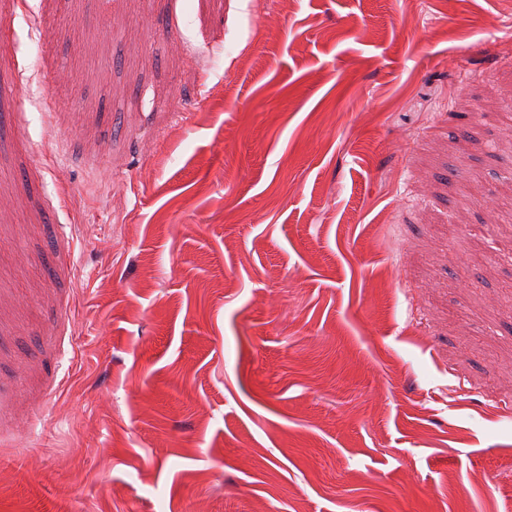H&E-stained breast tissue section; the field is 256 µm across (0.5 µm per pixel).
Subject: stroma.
Masks as SVG:
<instances>
[{"mask_svg": "<svg viewBox=\"0 0 512 512\" xmlns=\"http://www.w3.org/2000/svg\"><path fill=\"white\" fill-rule=\"evenodd\" d=\"M506 43L512 0H0V512H512ZM19 396V390L16 383L10 379L6 380L3 377L0 378V434L3 432H12L14 428H11L7 422V418L13 411V405Z\"/></svg>", "mask_w": 512, "mask_h": 512, "instance_id": "stroma-1", "label": "stroma"}]
</instances>
